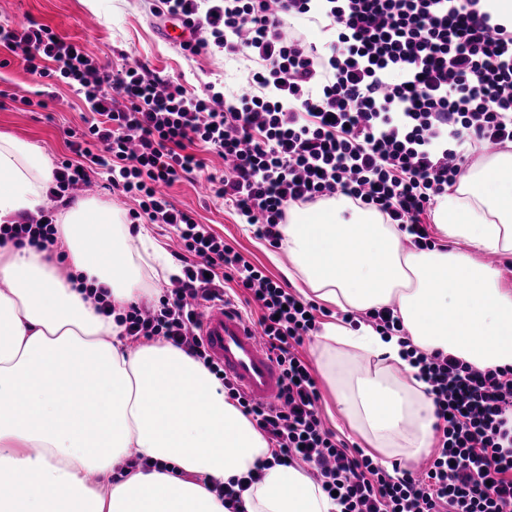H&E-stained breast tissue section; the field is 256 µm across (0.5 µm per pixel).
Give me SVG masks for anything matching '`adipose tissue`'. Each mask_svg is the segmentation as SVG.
<instances>
[{
    "mask_svg": "<svg viewBox=\"0 0 512 512\" xmlns=\"http://www.w3.org/2000/svg\"><path fill=\"white\" fill-rule=\"evenodd\" d=\"M53 167L36 144L0 135V224L43 205ZM329 200L289 213L286 275L341 310L396 305L413 345L482 370L512 366V290L476 253L512 255V152L461 175L433 215L451 250H407L379 214ZM56 252L121 308L142 294L120 242L130 230L100 203L57 217ZM0 512H226L211 492L260 470L247 512H339L295 466L271 463L263 434L220 382L157 339L129 348L94 299L44 253L0 245ZM397 337L327 323L319 370L358 433L411 463L433 444L434 404L400 357ZM135 454L164 471L119 470ZM54 488L51 496L42 487Z\"/></svg>",
    "mask_w": 512,
    "mask_h": 512,
    "instance_id": "adipose-tissue-1",
    "label": "adipose tissue"
}]
</instances>
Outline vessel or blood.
Wrapping results in <instances>:
<instances>
[{
  "instance_id": "vessel-or-blood-1",
  "label": "vessel or blood",
  "mask_w": 512,
  "mask_h": 512,
  "mask_svg": "<svg viewBox=\"0 0 512 512\" xmlns=\"http://www.w3.org/2000/svg\"><path fill=\"white\" fill-rule=\"evenodd\" d=\"M198 319V334L225 375L254 402H273L281 389V372L246 316L233 305L216 302L201 307Z\"/></svg>"
}]
</instances>
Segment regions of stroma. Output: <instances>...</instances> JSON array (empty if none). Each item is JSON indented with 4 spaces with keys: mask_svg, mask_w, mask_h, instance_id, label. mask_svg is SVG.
Instances as JSON below:
<instances>
[{
    "mask_svg": "<svg viewBox=\"0 0 512 512\" xmlns=\"http://www.w3.org/2000/svg\"><path fill=\"white\" fill-rule=\"evenodd\" d=\"M155 5V0H0V25H14L31 16L67 40L87 45L108 68L140 63L152 74L180 79L191 92L200 91L205 82L216 79L226 93H237L245 75L253 69V61L243 56L228 59L217 50L187 55L180 44L162 36ZM39 83L18 56L0 47V91L29 96L38 90ZM86 111L84 102L60 82L47 109L12 102L0 108V134L36 143L56 165L70 157L69 134L83 129ZM95 180L96 200L118 212L124 224L134 223L129 212L135 209V202L109 188L105 174L96 175ZM164 193L177 208L191 212L198 223L210 227L273 279L286 282L285 272L291 265L287 248L278 249L257 239L224 199L202 193L199 183L188 179L165 187ZM135 223L166 256L178 252L169 226L143 218ZM318 387L326 427L348 444L365 447V440L341 412L327 381L319 380Z\"/></svg>",
    "mask_w": 512,
    "mask_h": 512,
    "instance_id": "stroma-1",
    "label": "stroma"
}]
</instances>
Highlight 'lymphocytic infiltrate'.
Returning a JSON list of instances; mask_svg holds the SVG:
<instances>
[{
  "mask_svg": "<svg viewBox=\"0 0 512 512\" xmlns=\"http://www.w3.org/2000/svg\"><path fill=\"white\" fill-rule=\"evenodd\" d=\"M485 0H160L161 12L201 33L184 47L246 53L261 63L251 89L226 98L152 75L141 65L107 69L95 54L35 20L0 25V46L42 77L83 96L92 118L71 141L48 193L60 199L105 168L109 184L135 199L132 218L170 226L182 273L157 303L119 311L99 287L98 311L128 340L155 337L182 349L220 380L264 435L277 464L307 468L340 512H512V367L480 370L440 351L407 349L435 407L434 448L421 473L375 463L325 428L320 390L298 349L318 329L317 307L272 280L162 192L205 163L202 142L228 169L205 174L217 196L257 238L281 246L292 207L344 197L379 212L415 247H430L426 219L466 159L512 144V29ZM329 38L310 42L312 26ZM50 210L0 225V239L46 251ZM243 288L281 368L276 403L249 400L207 354L197 309L221 299L218 277Z\"/></svg>",
  "mask_w": 512,
  "mask_h": 512,
  "instance_id": "1",
  "label": "lymphocytic infiltrate"
}]
</instances>
